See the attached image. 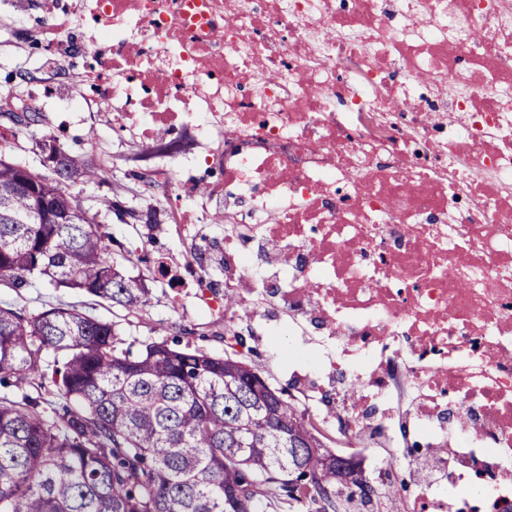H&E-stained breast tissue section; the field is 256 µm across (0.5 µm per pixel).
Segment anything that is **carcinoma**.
Instances as JSON below:
<instances>
[{
  "mask_svg": "<svg viewBox=\"0 0 512 512\" xmlns=\"http://www.w3.org/2000/svg\"><path fill=\"white\" fill-rule=\"evenodd\" d=\"M49 149L60 160L48 175L0 154V286L36 275L137 315L144 279L108 260L106 233L70 191L104 171ZM0 387L18 390L0 397V512H336L343 495L379 507L378 488L347 493L330 468L318 485H288V424L318 421L269 401L227 354L178 339L127 346L75 307L0 303ZM57 403L63 414L49 415Z\"/></svg>",
  "mask_w": 512,
  "mask_h": 512,
  "instance_id": "obj_1",
  "label": "carcinoma"
}]
</instances>
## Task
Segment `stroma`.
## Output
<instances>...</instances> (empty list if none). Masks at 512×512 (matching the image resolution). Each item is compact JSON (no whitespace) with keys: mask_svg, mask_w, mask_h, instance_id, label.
<instances>
[{"mask_svg":"<svg viewBox=\"0 0 512 512\" xmlns=\"http://www.w3.org/2000/svg\"><path fill=\"white\" fill-rule=\"evenodd\" d=\"M42 0H0V101H33L40 113L39 124L12 127L0 116V132L14 128L0 154L20 165L40 169L41 157L32 149L36 139H56L71 152L87 155L105 172L104 181L77 183L72 187L85 208L94 214L110 237L111 260L133 277H142L149 302L138 317H125L122 310L91 297L51 285L35 276L30 287L0 288V300L35 314L52 304L70 303L102 320L114 323L126 341L139 344L180 338L205 351L223 354V309L210 308L209 298L224 295V262L210 254L195 258L203 235L223 240L220 224H179L170 218L171 207L189 212L204 211L209 204L201 198L179 199L158 185L154 171L163 165L192 162L201 180L214 181L203 150L194 133L182 136L184 149L173 155L152 153L130 133L116 134L111 113L100 105L73 98L81 75L90 61L82 37H72L69 53L57 68H49V53L37 24L42 18ZM120 192L124 206L137 211L152 210V224L136 222L116 211L102 209V198ZM246 339L250 359L269 383L285 389L298 400L299 408L311 403L308 394L291 383L292 359L299 343L288 333L271 334L262 322L252 324Z\"/></svg>","mask_w":512,"mask_h":512,"instance_id":"stroma-1","label":"stroma"}]
</instances>
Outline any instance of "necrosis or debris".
Listing matches in <instances>:
<instances>
[{"instance_id": "4bbe7bcc", "label": "necrosis or debris", "mask_w": 512, "mask_h": 512, "mask_svg": "<svg viewBox=\"0 0 512 512\" xmlns=\"http://www.w3.org/2000/svg\"><path fill=\"white\" fill-rule=\"evenodd\" d=\"M90 24L114 126L206 120L225 323L319 331L351 445L403 426L448 512L512 506V0H75L47 43Z\"/></svg>"}]
</instances>
